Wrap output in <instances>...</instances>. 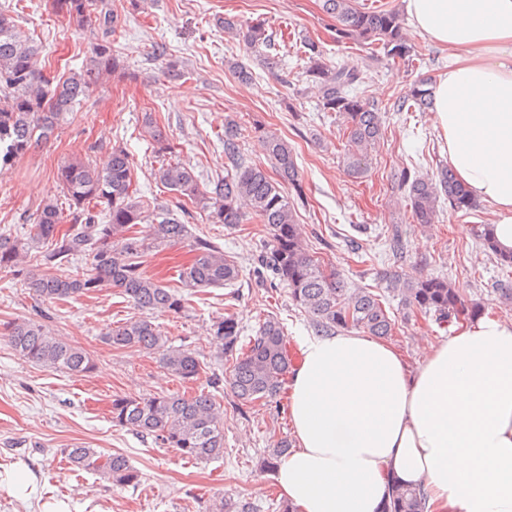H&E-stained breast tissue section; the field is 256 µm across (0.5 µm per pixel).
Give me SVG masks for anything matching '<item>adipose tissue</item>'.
Instances as JSON below:
<instances>
[{"label": "adipose tissue", "instance_id": "adipose-tissue-1", "mask_svg": "<svg viewBox=\"0 0 512 512\" xmlns=\"http://www.w3.org/2000/svg\"><path fill=\"white\" fill-rule=\"evenodd\" d=\"M448 53L432 84L443 150L512 250V0H403ZM295 446L273 478L298 512H381L393 482L426 512H512V321L483 316L410 368L353 331L298 336Z\"/></svg>", "mask_w": 512, "mask_h": 512}]
</instances>
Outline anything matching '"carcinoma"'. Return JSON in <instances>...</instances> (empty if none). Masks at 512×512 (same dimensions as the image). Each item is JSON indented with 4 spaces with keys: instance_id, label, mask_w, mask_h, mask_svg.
<instances>
[{
    "instance_id": "obj_1",
    "label": "carcinoma",
    "mask_w": 512,
    "mask_h": 512,
    "mask_svg": "<svg viewBox=\"0 0 512 512\" xmlns=\"http://www.w3.org/2000/svg\"><path fill=\"white\" fill-rule=\"evenodd\" d=\"M51 8L70 20L97 27L102 36L91 39L85 68L66 77H53L40 63L39 45L21 31L9 11L0 9V173L47 141L100 80L120 69V58L109 39L117 16L106 0H51ZM322 8L336 19L338 38L366 45L377 57L413 61L415 50L396 13L369 11L355 5V0H323ZM224 31L242 38L248 46H264L265 68L270 72L279 70L283 54L265 21L239 27L226 18ZM302 53L307 60L301 76L316 89L322 111L336 112L347 120L348 170L362 177L369 169V151L383 134L378 108L355 93L356 86L363 83V72L348 62L328 65L310 41L304 43ZM431 107L428 81L420 80L398 100L396 111L424 112ZM145 123L157 145V157L172 153V145L153 125L152 118H145ZM241 139L237 125L224 128V156L229 166L222 178L202 183L179 162L162 164L158 178L181 198L180 208L191 203L203 210L211 224L229 228L251 222L263 225L269 240L259 255L261 266L288 287L292 302L308 314L318 331L356 329L379 338L392 335L395 321L386 311L385 295L348 283L340 272L326 267L304 247L294 218V202L286 192L290 188L297 197H303L293 149L273 134L262 135L265 150L275 161V180L262 166L246 160ZM133 172V159L120 146L112 148L103 168L82 159L65 162L56 173L60 196L45 200L28 217L27 241L0 234V270L26 282L33 296L42 302L94 295L105 287L116 289L140 311L141 317L107 329L102 333V343L115 350H156L161 353L164 369L184 381H197L207 374L206 365L190 349L168 347V338L150 320L156 312L186 311L188 299L149 277L143 269L149 251L184 241L188 228L170 213L152 209L134 195ZM402 183L411 202V217L418 224L433 223L443 198L457 211L473 209L468 189L447 165L434 177L412 176L406 170ZM66 221L71 229L62 234L58 226ZM138 224L150 225V236L139 235L135 230ZM473 231L498 264L512 267V251L498 248L489 225L476 224ZM192 247L195 258L179 273L183 287L230 286L237 280V265L224 257L220 247L201 237L193 240ZM87 251L91 267L86 272L57 273L60 266ZM386 292L400 297L410 312L424 314L439 326L482 314L480 306L467 305L459 289L438 276L392 274ZM3 337L20 358L32 364L74 376L95 370L94 360L83 348L56 336L37 320L8 321ZM239 341L240 327L234 316L227 315L214 323L213 344L229 366L223 378L207 374L211 387L223 382L243 405L262 402L281 408L280 395L291 363L280 322L270 316L247 343L241 346ZM111 414L114 425L149 436L183 459L201 463L224 453V410L213 393L117 395L112 399ZM290 448L288 440L278 441L264 460L265 468H275ZM62 453L75 469L101 475L115 485L135 486L140 482V472L121 453L86 446L64 448ZM424 509L421 489L396 482L383 512Z\"/></svg>"
}]
</instances>
